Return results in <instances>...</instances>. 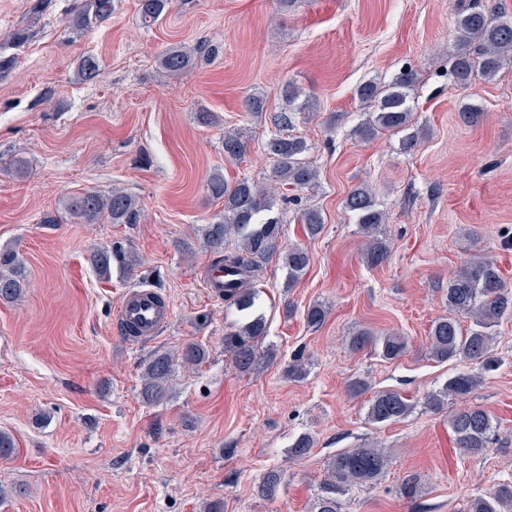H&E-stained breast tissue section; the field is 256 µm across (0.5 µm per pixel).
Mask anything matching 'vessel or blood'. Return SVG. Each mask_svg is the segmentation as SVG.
<instances>
[{
  "label": "vessel or blood",
  "instance_id": "b4317fda",
  "mask_svg": "<svg viewBox=\"0 0 512 512\" xmlns=\"http://www.w3.org/2000/svg\"><path fill=\"white\" fill-rule=\"evenodd\" d=\"M173 318L172 307L152 288L139 286L129 289L115 316L118 325H132L137 329L135 343H148L167 328Z\"/></svg>",
  "mask_w": 512,
  "mask_h": 512
}]
</instances>
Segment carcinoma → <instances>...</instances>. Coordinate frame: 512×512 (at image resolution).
<instances>
[{
	"mask_svg": "<svg viewBox=\"0 0 512 512\" xmlns=\"http://www.w3.org/2000/svg\"><path fill=\"white\" fill-rule=\"evenodd\" d=\"M115 0H74L68 12V28L84 34L100 26L115 12ZM173 8V0H138V16L146 27L158 26ZM31 37L29 28L11 31L6 42L0 44V78L8 76L16 67L17 56L6 49H19ZM458 52L450 75L455 85L467 87L479 77L491 81L507 63H512V15L491 0H464L457 19ZM218 47L203 43L194 48L175 45L160 55V66L174 75L215 57ZM100 64L95 56L78 58L75 75L81 83L97 81ZM415 73L405 69L392 81L383 85L369 80L356 89L358 100L370 107L364 113L355 134L364 140L380 133L402 134L401 146L406 154L420 144L421 130L414 128L409 92L414 87ZM288 107L279 111L269 109L261 92H253L244 99L245 111L258 123H268L276 129L264 146L272 162V180L266 185L242 178L229 182L220 169L209 176L206 189L210 197L221 200L224 209L201 228L203 246L212 256V265L231 270L245 277L240 285L224 290V300L246 315L245 321L224 335V353L231 358L242 374L260 372L275 356L274 349L262 346L268 336L267 322L255 313L257 291L253 288L263 269V262L276 253L288 270L286 288H292L309 268L312 255L299 244L284 250L280 246V222L269 216L277 192L293 191V196L282 199L298 207L299 222L304 224L306 236L314 238L325 224L321 210L302 203L301 193L314 189L319 172L307 159V142L292 134L296 120L314 109L312 100L297 103L300 91L292 84L284 88ZM222 144L224 159L238 161L246 153L248 144L244 132L238 128L224 130ZM344 207L355 219L367 242L363 254L367 264L379 266L389 255V246L380 232L385 214L378 209L370 187L361 184L349 191ZM64 210L77 223L96 224L106 218L112 224H137L141 210L136 197L122 188L107 194L85 191L73 195L64 204ZM92 267L98 278L112 279V269L132 277L142 267L137 252L120 244L94 252ZM26 288L25 270L18 254L11 249L0 251V301L19 300ZM448 316L431 324L428 335V355L438 363L459 360L474 365L448 378L439 392L425 397V407L439 410L448 398L463 399L475 390L486 374L495 370L493 328L500 321L512 317V288L502 279L496 264L475 252L463 268L448 279L446 290ZM470 321L463 327L462 320ZM405 337L398 334L376 336L368 329L358 330L349 340L353 351L374 348L387 360L400 357L407 349ZM209 357L208 349L199 343H189L180 351L157 352L144 363L141 372V396L144 402L156 404L171 395V381L176 366H199ZM413 403L400 391L382 389L374 393L367 405L366 416L373 424H390L404 420L412 412ZM455 444L471 455L482 453L492 439L493 417L480 406H468L455 412L449 419ZM309 434L298 436L288 452L304 458L314 448ZM390 456L380 448L360 446L336 453L328 463V478L322 483L313 503L314 512H340L341 497L358 484L379 480L389 469ZM281 476L272 471L257 487L261 497L274 495ZM468 512H512V483H501L489 493L471 500Z\"/></svg>",
	"mask_w": 512,
	"mask_h": 512,
	"instance_id": "obj_1",
	"label": "carcinoma"
}]
</instances>
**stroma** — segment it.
<instances>
[{
	"label": "stroma",
	"mask_w": 512,
	"mask_h": 512,
	"mask_svg": "<svg viewBox=\"0 0 512 512\" xmlns=\"http://www.w3.org/2000/svg\"><path fill=\"white\" fill-rule=\"evenodd\" d=\"M31 0H0V38L31 30L18 65L0 79V248L23 260L28 287L0 302V430L16 444L0 459V512H310L329 459L373 443L392 458L378 481L356 486L341 512H467L474 497L512 482V319L496 328L500 366L469 401L490 412L495 437L482 454L457 448L448 418L462 403L433 411L422 404L464 364L430 360L431 324L447 315L448 280L469 256L470 238L512 285V64L494 80L453 86L460 0H176L166 20L139 25L137 0H118L111 20L71 33V0H52L39 18ZM219 45L210 62L177 75L158 55L170 44ZM95 55L96 83L74 78L75 61ZM412 68L414 118L425 136L414 153L382 133H353L362 82L386 83ZM316 98L317 117L297 123L319 171L310 201L322 233L308 238L292 205L277 202L283 244H300L312 262L294 288L279 257L256 284L266 344L276 357L260 374L238 372L224 352V331L243 315L214 298L203 274L211 261L200 228L223 210L206 191L214 169L228 180L271 174L264 145L271 125L250 121L244 97L259 91L273 110L286 107L285 84ZM477 104L464 122L462 103ZM219 125H199V110ZM247 129L240 161L224 159L222 130ZM28 167L14 173L16 161ZM369 183L386 214L387 261L369 266L363 235L346 212L349 191ZM121 187L139 201L137 224H77L71 195ZM57 221L43 223L46 214ZM121 243L141 272L98 280L88 257ZM149 284L167 296L171 324L152 342L130 344L114 316L125 293ZM326 305L321 325L307 308ZM369 329L408 337L395 361L351 351L350 336ZM199 342L207 361L176 368L170 398H140L141 368L155 351ZM304 378L288 375L294 359ZM362 379L367 392L352 394ZM397 388L414 404L403 421L366 417L372 391ZM312 434L310 456L296 459L294 439ZM283 482L276 498L255 488L270 470Z\"/></svg>",
	"instance_id": "stroma-1"
}]
</instances>
